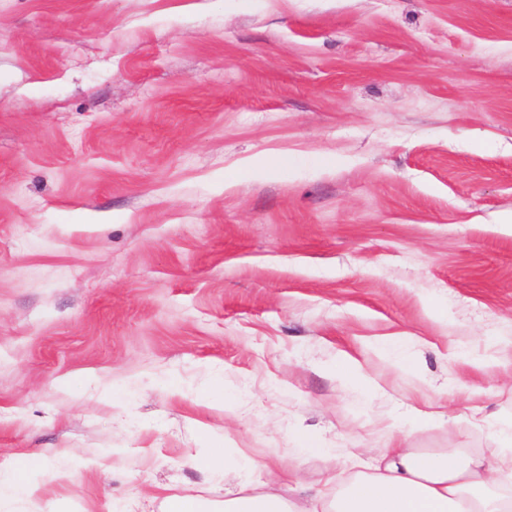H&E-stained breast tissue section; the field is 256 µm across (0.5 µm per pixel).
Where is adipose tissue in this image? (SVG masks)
<instances>
[{"instance_id":"obj_1","label":"adipose tissue","mask_w":512,"mask_h":512,"mask_svg":"<svg viewBox=\"0 0 512 512\" xmlns=\"http://www.w3.org/2000/svg\"><path fill=\"white\" fill-rule=\"evenodd\" d=\"M495 465L465 448H410L392 430L386 447L340 448L343 474L323 512H512V425L499 430ZM169 512H296L274 492L203 503L185 496Z\"/></svg>"}]
</instances>
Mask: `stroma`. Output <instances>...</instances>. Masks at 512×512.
<instances>
[{
	"label": "stroma",
	"instance_id": "35a3bbf8",
	"mask_svg": "<svg viewBox=\"0 0 512 512\" xmlns=\"http://www.w3.org/2000/svg\"><path fill=\"white\" fill-rule=\"evenodd\" d=\"M511 215L512 0H0V473L54 474L15 512L220 501V446L318 487L441 388L482 422L413 445L491 453ZM336 376L347 385H364L367 377L352 360L346 357H336ZM45 467L43 457L26 455L19 460L13 470L6 474V482L13 488L26 489L30 472Z\"/></svg>",
	"mask_w": 512,
	"mask_h": 512
}]
</instances>
